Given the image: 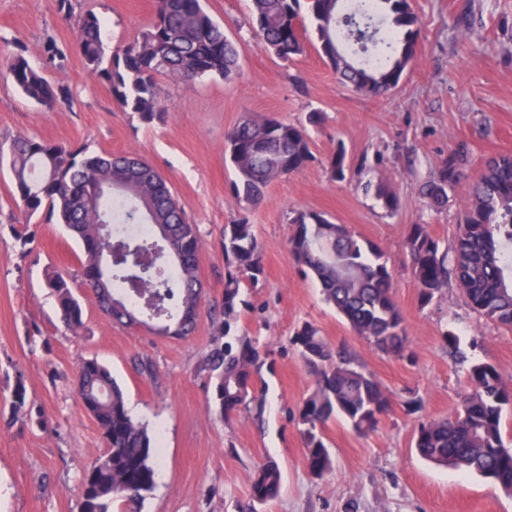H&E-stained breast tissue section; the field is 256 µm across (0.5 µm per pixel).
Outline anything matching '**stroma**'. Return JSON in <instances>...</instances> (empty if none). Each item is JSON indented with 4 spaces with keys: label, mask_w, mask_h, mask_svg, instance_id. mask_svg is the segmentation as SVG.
Segmentation results:
<instances>
[{
    "label": "stroma",
    "mask_w": 512,
    "mask_h": 512,
    "mask_svg": "<svg viewBox=\"0 0 512 512\" xmlns=\"http://www.w3.org/2000/svg\"><path fill=\"white\" fill-rule=\"evenodd\" d=\"M76 11L101 19L104 37L119 47L153 16V0H73ZM212 16L240 47L241 76L208 77L187 86L163 80V114L145 123L122 111L106 85L90 77L74 52L72 20L55 0H0V59L16 46L69 104L49 110L0 77V137L25 134L108 153H134L167 177L172 192L203 239L199 277L205 302L222 304L226 264L221 237L238 218L253 224L265 277L243 285L239 331L272 352L262 421L245 412L222 419L210 400L204 359L214 327L201 312L192 336L161 335L146 325L122 326L83 294L85 326L65 329L46 270L79 285L83 246L62 224L25 220L7 167H0V512H78L81 478L103 454L95 420L76 388L79 365L98 360L124 391L127 409L163 448L161 475L142 512H512V494L473 474L435 466L415 451L422 419L448 417L469 389L474 361L512 378V328L479 318L456 285L421 305L404 242L411 225H428L441 248H452L469 183L490 157L512 154V0H413L422 32L417 56L400 85L380 98L341 84L322 58L314 22L301 15L306 51L285 62L253 39L250 0H207ZM70 45L63 65L45 66L46 34ZM319 121L309 124L310 113ZM248 113H272L304 125L313 162L271 184L251 205L232 192L224 140ZM467 152V179L442 209L430 208L421 186L456 147ZM345 149L350 173L331 181L327 162ZM386 177L396 190L395 212L382 209L369 187ZM316 211L347 225L381 249L393 274L409 355L378 350L327 305L316 282L289 252L296 211ZM31 236L21 256L17 233ZM317 327L347 350L390 392L392 406L377 428L355 433L343 420L324 429L333 469L315 477L294 416L314 386L290 339L303 324ZM454 330L460 357L442 334ZM153 375L138 373L134 358ZM23 381L40 423L11 422V391ZM420 399L419 413L404 401ZM283 476L279 497L251 498V479L267 460Z\"/></svg>",
    "instance_id": "35a3bbf8"
}]
</instances>
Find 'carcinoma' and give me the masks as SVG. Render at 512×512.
Here are the masks:
<instances>
[{"instance_id":"carcinoma-1","label":"carcinoma","mask_w":512,"mask_h":512,"mask_svg":"<svg viewBox=\"0 0 512 512\" xmlns=\"http://www.w3.org/2000/svg\"><path fill=\"white\" fill-rule=\"evenodd\" d=\"M303 1L316 22L321 51L344 84L371 97L398 87L416 57L420 36L411 0H251L254 36L283 61L305 52L298 26ZM76 48L85 70L106 84L117 106L147 123L161 115L159 77L191 86L215 75L231 82L239 70L237 45L203 0H155L151 22L116 49L105 42L99 17L88 10L77 19ZM41 52L49 63L67 56L66 46L52 35L43 39ZM7 76L26 98L47 109L70 102L68 88L51 84L21 50L9 58ZM224 151L234 170L236 195L248 202L314 159L306 129L269 114L243 117L226 134ZM3 161L25 216L55 218L79 236L84 248L80 284L95 294L104 282L120 305L109 312L113 320L126 324L127 315L146 312L172 336L194 331L204 307L198 275L202 240L160 171L135 154L96 153L84 144L69 147L26 135L0 142ZM465 161L464 147L450 151L422 194L442 203L447 191L466 178ZM348 171L341 149L329 162V176L343 182ZM374 192L383 209H397L398 196L389 181L378 180ZM292 223L290 254L300 271L319 282L325 301L357 335L404 356L403 319L383 254L321 213L299 211ZM123 224H143L146 230L133 235ZM221 245L227 264L224 302L209 308L216 336L205 358L212 402L222 418L250 407L259 417L264 398L256 381L271 366L269 354L235 328L243 283L255 286L264 278L262 250L244 220L224 225ZM404 247L421 305L430 304L453 280L472 310L512 327V155L489 160L473 183L453 253L441 251L427 224L412 225ZM45 285L56 296L65 327L80 329L84 309L69 282L49 269ZM291 343L314 377L296 422L306 466L321 478L333 468L325 425L340 417L355 432L367 433L390 410L391 399L370 372L330 346L314 325L304 324ZM469 384L452 414L419 422L414 447L436 465L491 479L511 493L512 439L503 436L501 421L504 410H512V385L483 361L470 365ZM77 390L105 442V452L83 477L78 512H114L120 503L137 507L156 486L159 446L130 415L122 389L98 361L81 363ZM11 398L14 416L30 415L22 380L16 381ZM281 487V469L268 460L252 477L251 497L265 503L276 499Z\"/></svg>"}]
</instances>
